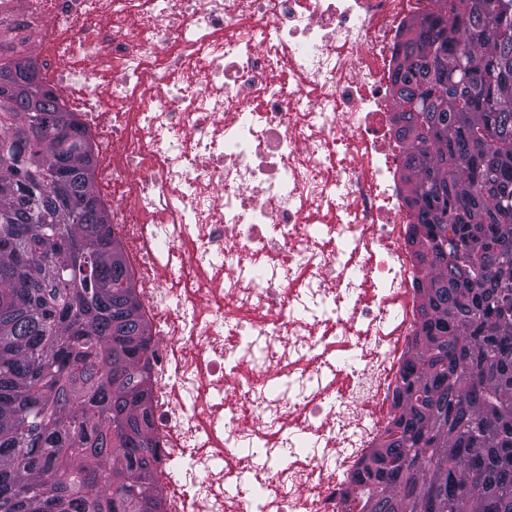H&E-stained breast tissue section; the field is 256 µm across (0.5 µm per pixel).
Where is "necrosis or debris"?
<instances>
[{"label":"necrosis or debris","instance_id":"1","mask_svg":"<svg viewBox=\"0 0 512 512\" xmlns=\"http://www.w3.org/2000/svg\"><path fill=\"white\" fill-rule=\"evenodd\" d=\"M437 7L0 0V60L33 53L100 155L165 512H344L418 318L389 76Z\"/></svg>","mask_w":512,"mask_h":512}]
</instances>
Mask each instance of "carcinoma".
I'll return each mask as SVG.
<instances>
[{
  "label": "carcinoma",
  "mask_w": 512,
  "mask_h": 512,
  "mask_svg": "<svg viewBox=\"0 0 512 512\" xmlns=\"http://www.w3.org/2000/svg\"><path fill=\"white\" fill-rule=\"evenodd\" d=\"M402 32L392 76L402 180L423 265L402 385L409 432L353 473L369 512H512V0H442ZM495 63L506 77L481 81ZM31 127L0 88V512H164L154 484L153 348L93 189L85 130L59 96ZM457 243L442 255L437 239ZM109 445L102 455L92 448Z\"/></svg>",
  "instance_id": "obj_1"
}]
</instances>
